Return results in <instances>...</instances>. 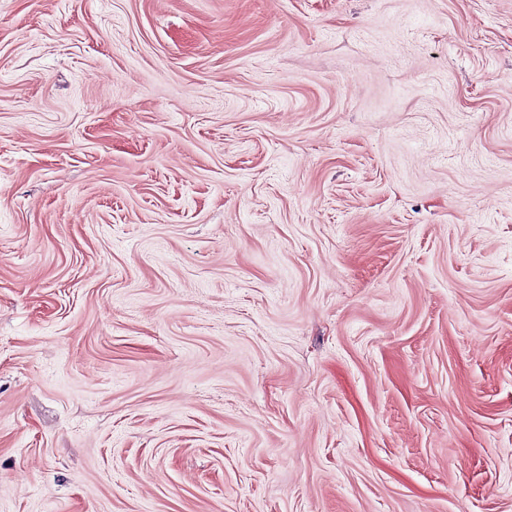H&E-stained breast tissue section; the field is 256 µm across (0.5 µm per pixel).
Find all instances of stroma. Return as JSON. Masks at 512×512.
<instances>
[{
	"mask_svg": "<svg viewBox=\"0 0 512 512\" xmlns=\"http://www.w3.org/2000/svg\"><path fill=\"white\" fill-rule=\"evenodd\" d=\"M0 512H512V0H0Z\"/></svg>",
	"mask_w": 512,
	"mask_h": 512,
	"instance_id": "1",
	"label": "stroma"
}]
</instances>
